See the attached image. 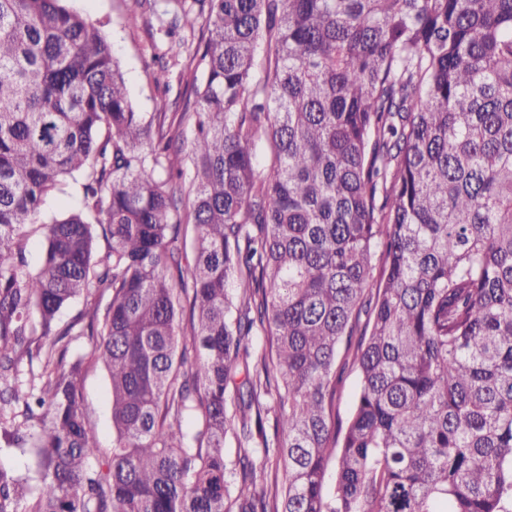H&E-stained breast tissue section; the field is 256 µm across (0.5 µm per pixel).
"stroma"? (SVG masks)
I'll return each mask as SVG.
<instances>
[{
    "instance_id": "obj_1",
    "label": "stroma",
    "mask_w": 512,
    "mask_h": 512,
    "mask_svg": "<svg viewBox=\"0 0 512 512\" xmlns=\"http://www.w3.org/2000/svg\"><path fill=\"white\" fill-rule=\"evenodd\" d=\"M73 11L100 20L103 31L124 74L130 99L136 111H160L163 102L175 104L177 112L187 107L186 84L194 69L190 57L197 42L187 30L169 36L167 23L161 22L151 0H66ZM138 13L137 25H128L130 13ZM166 59L165 83H157L159 59ZM94 344L85 336L73 337L68 356L82 362V407L100 447L112 445V424L108 408V379L104 366L97 362Z\"/></svg>"
}]
</instances>
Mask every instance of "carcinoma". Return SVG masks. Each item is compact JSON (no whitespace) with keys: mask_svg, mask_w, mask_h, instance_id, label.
<instances>
[{"mask_svg":"<svg viewBox=\"0 0 512 512\" xmlns=\"http://www.w3.org/2000/svg\"><path fill=\"white\" fill-rule=\"evenodd\" d=\"M175 2L203 77L185 157L101 26L0 0V445L37 474L0 468V512H512V0ZM72 336L99 337L110 448ZM82 181L83 176L75 174L67 178L64 192H58L46 199L42 206V219L44 222L49 221L52 217H59L79 206ZM44 240V230L39 224L32 225L28 228V236L25 245L28 268L30 271H35L41 264ZM357 384V371L351 368L346 369L342 375V382L338 386V395L340 396L338 412L343 420H346L352 411Z\"/></svg>","mask_w":512,"mask_h":512,"instance_id":"carcinoma-1","label":"carcinoma"}]
</instances>
